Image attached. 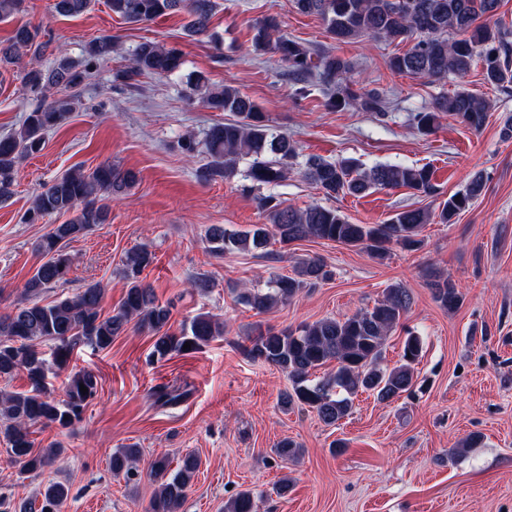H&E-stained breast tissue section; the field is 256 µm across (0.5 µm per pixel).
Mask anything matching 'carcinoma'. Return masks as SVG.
Here are the masks:
<instances>
[{
  "label": "carcinoma",
  "instance_id": "cac0c4a2",
  "mask_svg": "<svg viewBox=\"0 0 512 512\" xmlns=\"http://www.w3.org/2000/svg\"><path fill=\"white\" fill-rule=\"evenodd\" d=\"M300 14L315 15L326 31L339 42L384 39L414 41L413 46L389 58L388 69L397 75L440 81L464 79L479 68L484 80L498 88L512 86V30H504L495 16L501 0H293ZM91 0H56L55 11L62 16L85 12ZM112 14L131 23L151 22L159 17L184 12L189 17L191 36L209 32L216 0H107ZM271 19L253 26L251 47L255 51L272 49L294 80V97L307 95L312 77L326 90V106L332 110L353 108L386 114L385 101L373 90L350 79L351 66L343 57L329 51L317 52L302 41L274 37ZM117 51L110 37L89 44L88 55L103 59ZM31 54L38 60L48 55L52 66H31L22 81L32 93L43 98L26 113L20 128L0 136V199L12 194L15 175L30 156L40 153L49 131L61 126L73 111L66 97L50 102L45 98L55 89L81 86L91 74L90 65L76 64L52 40L42 39L41 30L23 25L13 32L9 44L0 46V66L19 63ZM183 66L182 52L176 47L145 41L135 50L129 63L116 74L128 82L143 75L168 77ZM190 97H196L211 110L231 112L236 119L213 126L206 135L205 153L210 161L204 178L229 180L247 161L244 176L258 185L276 184L294 169L301 171L329 198L364 196L376 189L407 188L425 196L437 193L433 171L424 165L376 164L364 168L351 159L329 161L319 157L301 158L296 143L286 135L269 133L266 117L256 103L238 88L214 85L199 73L189 77ZM489 103L464 89L435 100L429 111L415 112L416 127L430 133L437 113L446 112L470 129L481 130L488 119ZM136 180L131 171L121 172L110 164H101L85 173L69 171L38 191L24 219L35 224L44 217L69 215L55 224L37 243L44 261L25 281V302L0 313V378H10L22 370L28 389L0 391V433L7 442L11 460L21 471L39 473L51 466L60 453L53 443L37 450L31 439L36 425L69 428L81 420L85 407L96 397L98 377L88 369L70 365L72 354L81 345L107 349L131 326L153 334L150 357L156 360L183 356L202 349L224 335V324L199 314L171 330L169 307L156 302L154 291L144 283L142 273L153 263L146 246L129 251L122 274L126 291L121 304L111 312L102 311L104 288L90 283L72 296L60 297L50 304L41 303V295L67 280L72 259L67 251L71 241L86 234L96 224L106 222L112 197L125 192ZM485 187L483 174H476L467 186L448 196L439 205L438 214L426 209H408L395 214L386 224H353L340 211L320 204L305 208L284 205L269 194L259 198V208L268 223L254 224L245 231L229 232L219 225L207 231L209 250L222 255L233 251H265L273 241L288 244L303 239H322L352 247H361L383 259L398 245L414 251L421 247L423 226L438 218L449 224L467 210ZM329 278L324 262L310 257L297 262L292 274L276 275L266 289H238V299L263 313L294 299L302 290L313 288ZM434 299L445 310L463 304L462 292L442 273L433 274ZM413 302L411 292L399 285L385 289L373 307L342 318H322L296 329H257L248 338L244 351L251 360L279 368L288 374L291 389L281 396V406H306L326 425L333 426L352 410L353 398L371 392L382 402L411 395L418 385L415 365L421 356L422 337L406 331L401 359L391 367L382 366L387 338L399 325ZM55 343L52 359L39 350L42 342ZM189 343L191 347L184 348ZM332 369L321 378L313 374L327 366ZM64 375V398L51 397L49 375ZM85 386L88 392L80 391ZM155 403L173 406L184 398L166 384L153 387ZM140 449L127 446L112 454L110 468L115 476L128 482L138 475ZM200 467L195 454L185 455L170 469L168 456L160 454L151 463L158 487L149 501L148 512H180L187 490ZM69 495L61 482L48 483L40 496L15 504L0 496V512H62ZM224 512H259V499L250 490L238 492L224 504Z\"/></svg>",
  "mask_w": 512,
  "mask_h": 512
}]
</instances>
